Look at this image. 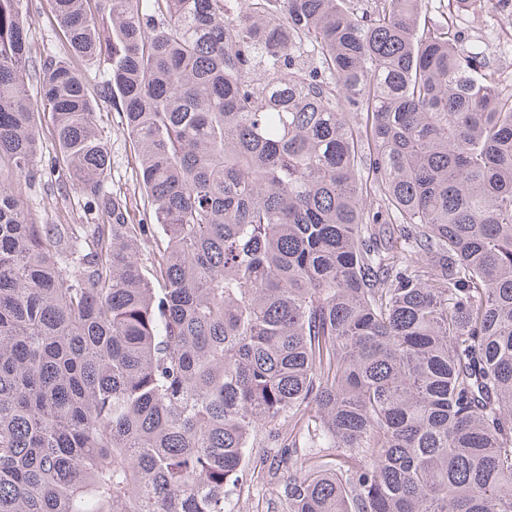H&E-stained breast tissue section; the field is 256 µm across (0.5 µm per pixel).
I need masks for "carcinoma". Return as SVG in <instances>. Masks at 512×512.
I'll use <instances>...</instances> for the list:
<instances>
[{"label": "carcinoma", "instance_id": "obj_1", "mask_svg": "<svg viewBox=\"0 0 512 512\" xmlns=\"http://www.w3.org/2000/svg\"><path fill=\"white\" fill-rule=\"evenodd\" d=\"M427 2L50 0L34 101L0 0V512H512V90L454 22L512 0ZM99 123L107 136V144L111 155L107 183L113 192H121L127 196L138 197L139 189L135 181L136 162L132 145L123 133L122 119L118 112L101 107L97 114ZM55 176L49 174L39 183L32 186H22L24 206L29 217L36 224L61 221L63 224H87L94 214H88L85 200L69 189L61 193L55 183ZM52 181V182H51ZM284 505L261 486H242L226 499V512H284Z\"/></svg>", "mask_w": 512, "mask_h": 512}]
</instances>
